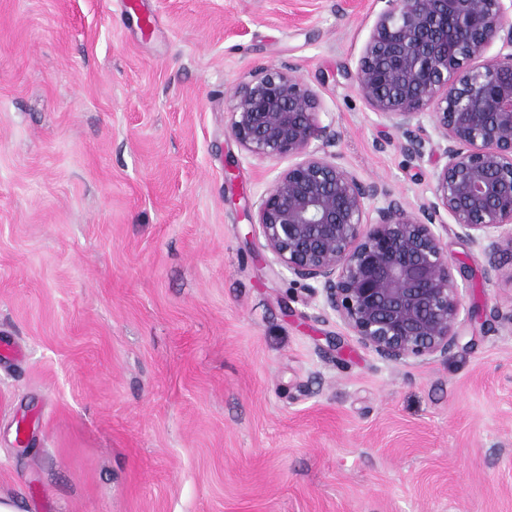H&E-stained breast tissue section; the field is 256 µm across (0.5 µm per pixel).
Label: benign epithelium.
<instances>
[{"label":"benign epithelium","instance_id":"benign-epithelium-1","mask_svg":"<svg viewBox=\"0 0 512 512\" xmlns=\"http://www.w3.org/2000/svg\"><path fill=\"white\" fill-rule=\"evenodd\" d=\"M386 2L353 77L407 157L444 160L432 201L408 210L321 152L340 133L320 121L314 89L286 68L237 89L231 131L255 157L292 159L252 217L274 262L312 282L323 310L364 348L425 363L448 356L472 318L463 315L443 215L490 267L512 253V22L505 0Z\"/></svg>","mask_w":512,"mask_h":512}]
</instances>
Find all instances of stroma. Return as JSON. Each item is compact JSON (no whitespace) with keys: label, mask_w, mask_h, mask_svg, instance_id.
<instances>
[{"label":"stroma","mask_w":512,"mask_h":512,"mask_svg":"<svg viewBox=\"0 0 512 512\" xmlns=\"http://www.w3.org/2000/svg\"><path fill=\"white\" fill-rule=\"evenodd\" d=\"M0 0V493L22 512H512V268L455 233L473 318L396 364L250 227L288 159L231 132L288 65L330 150L404 206L412 161L351 74L382 0ZM154 21L141 26L142 15Z\"/></svg>","instance_id":"stroma-1"}]
</instances>
